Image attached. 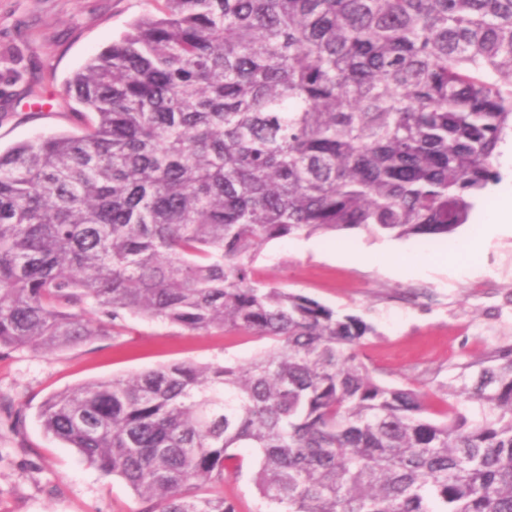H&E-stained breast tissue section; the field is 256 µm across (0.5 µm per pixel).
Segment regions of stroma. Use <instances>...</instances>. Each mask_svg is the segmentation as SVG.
I'll return each mask as SVG.
<instances>
[{
    "label": "stroma",
    "mask_w": 512,
    "mask_h": 512,
    "mask_svg": "<svg viewBox=\"0 0 512 512\" xmlns=\"http://www.w3.org/2000/svg\"><path fill=\"white\" fill-rule=\"evenodd\" d=\"M159 0H0V148L53 133H76L67 80L158 12ZM502 204L491 186L467 224L448 237H377L355 229L271 241L256 262L265 283L294 289L341 313L363 316L377 334L361 358L379 378L430 390L459 366L512 343V236L479 251L482 218ZM409 249L432 266L400 278L385 269L392 251ZM366 252L362 262L353 252ZM264 340L235 331L192 333L127 318L111 336L55 353L0 350V512H139L118 477L102 476L76 451L48 435L38 417L50 394L162 364L245 362ZM25 423L14 428L16 411Z\"/></svg>",
    "instance_id": "1"
}]
</instances>
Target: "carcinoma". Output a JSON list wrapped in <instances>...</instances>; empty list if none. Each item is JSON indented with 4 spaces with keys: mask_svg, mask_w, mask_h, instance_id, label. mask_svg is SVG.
I'll use <instances>...</instances> for the list:
<instances>
[{
    "mask_svg": "<svg viewBox=\"0 0 512 512\" xmlns=\"http://www.w3.org/2000/svg\"><path fill=\"white\" fill-rule=\"evenodd\" d=\"M68 94L82 133L0 150V347L129 317L270 345L54 393L47 433L140 512H237L241 448L270 512H512V343L391 385L371 322L255 266L285 237L467 223L512 137V0H162Z\"/></svg>",
    "mask_w": 512,
    "mask_h": 512,
    "instance_id": "obj_1",
    "label": "carcinoma"
}]
</instances>
